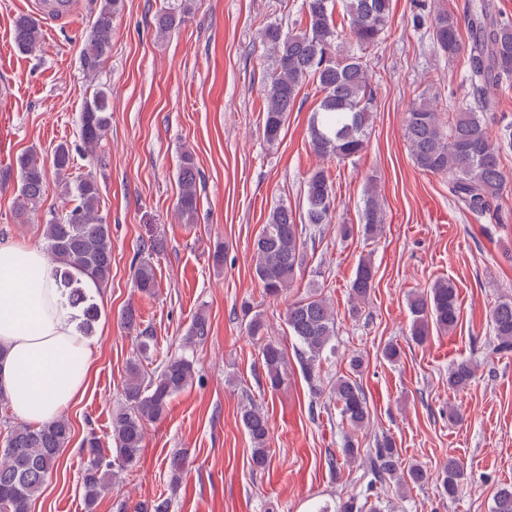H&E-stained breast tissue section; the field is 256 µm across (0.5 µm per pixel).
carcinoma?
Returning a JSON list of instances; mask_svg holds the SVG:
<instances>
[{
  "label": "carcinoma",
  "mask_w": 512,
  "mask_h": 512,
  "mask_svg": "<svg viewBox=\"0 0 512 512\" xmlns=\"http://www.w3.org/2000/svg\"><path fill=\"white\" fill-rule=\"evenodd\" d=\"M343 17L349 31L337 26L335 0H303L305 27L286 31L280 23H271L261 34L269 48V62L262 75L267 100L263 115L264 138L275 143L292 111L302 85L314 80L322 93L310 121L313 149L322 157L338 162L352 159L367 146L373 120L376 93L369 79L367 53L382 43L391 16V0H341ZM122 0H101L81 52L86 75L93 79L100 72L111 50L112 19ZM190 13L188 0H167L157 12V35L165 37L183 23ZM469 32L468 44L461 40V25ZM428 37L434 47L453 59L468 51L469 81L476 95L474 104H463L441 117V109L432 100L423 99L407 113L404 136L411 158L421 170L449 176L451 194L476 215L490 210L505 186L501 154L512 140V129L502 130L495 140L489 133L484 108L488 95L499 83L512 76V23L495 14L481 2L459 19L443 7L434 10ZM14 41L23 52L41 47V29L37 19L22 16L14 23ZM112 112L108 94L97 90L86 101L80 114V139L87 151H94L110 128ZM74 153L66 142L52 152L51 166L72 206L59 213L50 210L43 224L46 250L55 261L53 274L67 288L69 302L81 309L79 332L92 336L101 311L85 288L88 277L100 289L112 277V232L100 211V185L96 174L86 173L71 182L69 172ZM200 172L193 154L185 150L178 167L177 208L185 223L194 221L198 211ZM13 183L21 198L17 216L39 211L47 187L46 167L32 152L16 158L13 165L0 169V186ZM307 208L303 222L296 223L286 205L275 207L267 224L254 242V276L265 295L276 298L294 282L303 267L305 236L319 232L335 220L333 183L324 169H317L306 180ZM384 224L381 202L376 193L366 195L361 215L363 235L376 238ZM375 268L369 258L359 261L351 283L354 303L365 301L373 288ZM135 286L144 295L155 294L157 280L150 258L143 256L134 266ZM412 315L410 334L423 343L432 329H454L460 316L458 290L453 282L439 279L427 291L409 300ZM494 337L501 350H512V299L499 301L491 312ZM286 323L299 344L300 358L308 377L320 366L323 355L334 353L336 316L322 294L314 292L288 307ZM208 320L198 316L183 338L182 352L167 357L159 369L147 371L142 362L153 358L154 337L142 330L137 336L136 356L127 367L121 401L112 411L113 453L101 448L95 434L86 437L81 452L86 457L81 472V487L87 512H94L99 498L118 478L114 467L134 465L143 448L144 429L149 421L165 415L177 394L193 383L196 376L194 348L207 338ZM270 387L282 381L285 357L272 341L261 350ZM361 360H350L351 374L336 378L329 399L336 402L340 415L355 429L363 427L368 407L362 387L355 378ZM472 362L464 360L448 372V389L462 392L475 379ZM242 424L252 442V461L258 468L269 462V423L262 408L250 402L240 409ZM71 438V426L58 417L40 427L27 423L7 427L0 447V512H29L32 501L42 492L48 475L58 464ZM186 466V456L174 453L169 460L170 485L178 486ZM367 469L374 480L385 476L401 478L420 485L429 479L427 471L415 464L402 467L400 454L392 440L376 444L368 458ZM462 469L459 461L448 458L443 466L442 487L448 497L460 493ZM492 512H512V487H502L494 495Z\"/></svg>",
  "instance_id": "obj_1"
}]
</instances>
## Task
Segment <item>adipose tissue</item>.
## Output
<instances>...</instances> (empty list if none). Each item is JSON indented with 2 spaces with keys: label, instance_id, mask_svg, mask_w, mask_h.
Returning <instances> with one entry per match:
<instances>
[{
  "label": "adipose tissue",
  "instance_id": "1",
  "mask_svg": "<svg viewBox=\"0 0 512 512\" xmlns=\"http://www.w3.org/2000/svg\"><path fill=\"white\" fill-rule=\"evenodd\" d=\"M80 318L40 249L0 243V392L30 425L60 416L86 391L98 340L78 332Z\"/></svg>",
  "mask_w": 512,
  "mask_h": 512
}]
</instances>
